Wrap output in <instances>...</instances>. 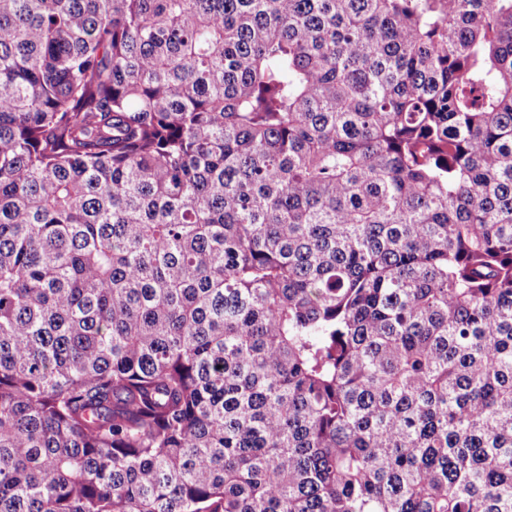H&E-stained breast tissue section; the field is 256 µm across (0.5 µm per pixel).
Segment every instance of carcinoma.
Masks as SVG:
<instances>
[{
	"label": "carcinoma",
	"instance_id": "obj_1",
	"mask_svg": "<svg viewBox=\"0 0 512 512\" xmlns=\"http://www.w3.org/2000/svg\"><path fill=\"white\" fill-rule=\"evenodd\" d=\"M0 512H512V0H0Z\"/></svg>",
	"mask_w": 512,
	"mask_h": 512
}]
</instances>
